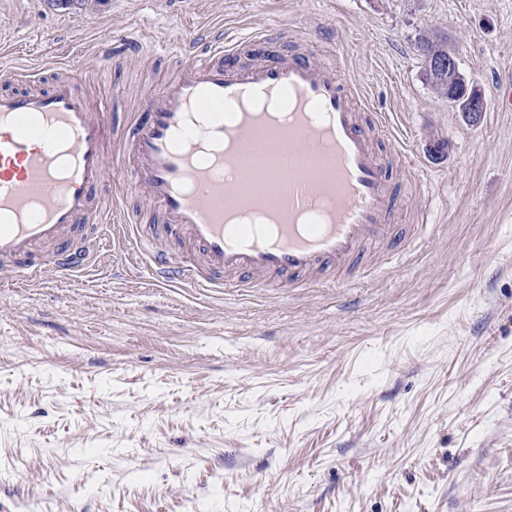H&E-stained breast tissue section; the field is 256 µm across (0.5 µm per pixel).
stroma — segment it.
<instances>
[{"mask_svg":"<svg viewBox=\"0 0 512 512\" xmlns=\"http://www.w3.org/2000/svg\"><path fill=\"white\" fill-rule=\"evenodd\" d=\"M205 25L263 32L241 67L334 54L424 173L397 175L402 223L431 226L344 288L208 295L110 254L0 288V512H512V0H0V59L47 87L66 63L122 126L172 71L127 35ZM436 33L478 124L422 82Z\"/></svg>","mask_w":512,"mask_h":512,"instance_id":"obj_1","label":"stroma"}]
</instances>
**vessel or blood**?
Masks as SVG:
<instances>
[{"label": "vessel or blood", "mask_w": 512, "mask_h": 512, "mask_svg": "<svg viewBox=\"0 0 512 512\" xmlns=\"http://www.w3.org/2000/svg\"><path fill=\"white\" fill-rule=\"evenodd\" d=\"M249 33L217 38L184 61V47L140 32L137 45L170 60L174 74L144 98L116 154H108L107 103L90 107L78 76H60L50 90L29 75L28 90L0 92V285L20 286L46 276L71 279L106 243L124 245L136 265L159 282L209 291L320 286L362 266L367 249L397 238L396 164L410 156L380 152L375 130L385 115L356 111L335 61L271 54L249 67L235 58ZM277 101L292 114L286 129L262 110ZM289 156L321 162L318 175L291 167L269 177L240 174L227 186L258 134ZM111 184L106 225H98V191ZM146 192L162 216L145 228L127 207L130 191ZM249 206L264 223L246 224ZM110 235H103V228ZM185 239L199 259L164 252L158 233Z\"/></svg>", "instance_id": "obj_1"}]
</instances>
